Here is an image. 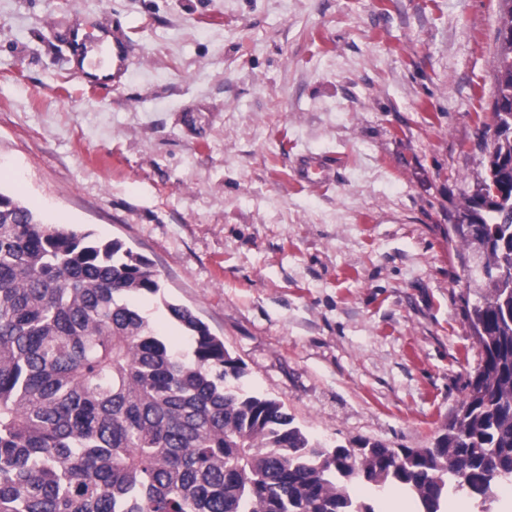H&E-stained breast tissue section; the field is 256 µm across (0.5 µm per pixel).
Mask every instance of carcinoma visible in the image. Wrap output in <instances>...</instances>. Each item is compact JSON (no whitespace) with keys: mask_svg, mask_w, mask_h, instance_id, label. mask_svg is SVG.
I'll return each mask as SVG.
<instances>
[{"mask_svg":"<svg viewBox=\"0 0 512 512\" xmlns=\"http://www.w3.org/2000/svg\"><path fill=\"white\" fill-rule=\"evenodd\" d=\"M499 11L483 183L503 195L466 198L453 225L480 360L432 446L327 448L229 386L244 367L190 308L165 303L188 348L159 336L132 303L160 290L148 260L0 192V512H376L356 481L440 512L512 481V0Z\"/></svg>","mask_w":512,"mask_h":512,"instance_id":"obj_1","label":"carcinoma"}]
</instances>
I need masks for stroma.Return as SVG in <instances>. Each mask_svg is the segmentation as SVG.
<instances>
[{"label": "stroma", "instance_id": "1", "mask_svg": "<svg viewBox=\"0 0 512 512\" xmlns=\"http://www.w3.org/2000/svg\"><path fill=\"white\" fill-rule=\"evenodd\" d=\"M116 24L129 65L88 86ZM498 27V0H0V192L147 258L162 336L185 348L163 304L192 309L325 445L427 448L479 359L448 233L486 175ZM441 509L512 512V485Z\"/></svg>", "mask_w": 512, "mask_h": 512}]
</instances>
